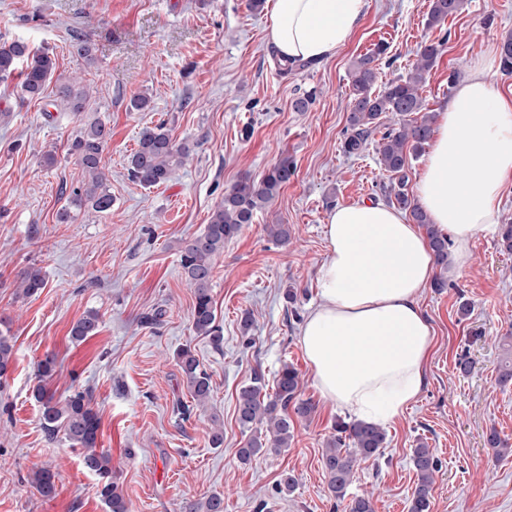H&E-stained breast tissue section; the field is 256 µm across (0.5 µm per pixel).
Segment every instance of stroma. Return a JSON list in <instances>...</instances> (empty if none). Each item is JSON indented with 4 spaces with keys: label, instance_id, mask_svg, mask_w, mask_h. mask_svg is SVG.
<instances>
[{
    "label": "stroma",
    "instance_id": "obj_1",
    "mask_svg": "<svg viewBox=\"0 0 512 512\" xmlns=\"http://www.w3.org/2000/svg\"><path fill=\"white\" fill-rule=\"evenodd\" d=\"M367 2L334 57L284 74L269 44V13L252 11L249 0H0V37L52 49L57 73L90 92L78 119L22 99L16 80L0 81V319L14 350L0 379V512H108L79 450L42 430L32 389L48 355L55 359L51 392L89 394L130 512H186L213 494L224 512H347L321 466L325 442L346 414L315 388L298 330L318 301L328 213L384 199L387 177L374 147L354 157L341 149L355 64L387 42L376 62L384 83L406 75L421 47L439 45L422 88L436 113L454 91L449 76L499 52L512 33V0H466L431 28L429 0ZM75 32L89 36L92 60L70 54ZM141 94L148 109H132ZM306 95L307 110L296 111L295 99ZM96 120L112 131L102 154L112 195L105 212L70 207L68 195L81 178L68 145ZM162 122L191 157L163 185L144 187L130 179L128 159L141 131ZM50 152L56 162L48 168ZM284 154L294 177L214 259L223 339L213 343L193 328L181 247L204 231L226 190L242 177L260 178ZM276 222L291 227L289 243L268 237L266 225ZM473 254L463 274L436 269L445 288H426L421 297L434 331L423 390L386 426L378 460L360 464L349 489L371 495L374 512H408L417 480L412 453L421 442L441 463L430 512H512V453L497 455L485 443L493 430L512 443V384L497 381L512 333V254L496 233L479 236ZM31 266L41 268L46 286L26 296L19 282ZM463 300L471 304L466 317L458 312ZM157 310L160 322L145 324ZM91 312L99 316L97 334L73 341V324ZM246 314L252 327L245 333ZM184 347L211 377L212 395L198 410L176 359ZM462 356L471 362L465 375L456 368ZM286 364L301 374L302 396L315 411L296 422L287 447L241 463L237 451L251 433L237 419L238 391L257 373L273 381ZM217 425L224 442L216 448ZM40 468L55 475L54 499L30 482ZM286 472L296 486L282 494L276 484Z\"/></svg>",
    "mask_w": 512,
    "mask_h": 512
}]
</instances>
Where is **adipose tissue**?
<instances>
[{"mask_svg": "<svg viewBox=\"0 0 512 512\" xmlns=\"http://www.w3.org/2000/svg\"><path fill=\"white\" fill-rule=\"evenodd\" d=\"M366 7L367 0H274L273 49L294 64L332 58ZM493 66L473 65L438 112L414 187L422 210L451 241L458 273L470 267L476 238L496 231L501 194L512 181V91L496 88ZM324 234L319 301L299 328V343L323 399L383 427L425 383L433 331L419 298L433 276V252L404 212L380 202L337 205Z\"/></svg>", "mask_w": 512, "mask_h": 512, "instance_id": "obj_1", "label": "adipose tissue"}]
</instances>
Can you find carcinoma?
Instances as JSON below:
<instances>
[{
  "mask_svg": "<svg viewBox=\"0 0 512 512\" xmlns=\"http://www.w3.org/2000/svg\"><path fill=\"white\" fill-rule=\"evenodd\" d=\"M465 0H430L428 25L437 26L446 18L459 13ZM93 46L89 39L78 34L70 41V53L85 60L92 57ZM438 46H424L417 54L407 76L390 80L382 90L375 89L377 69L375 57L366 56L356 64L349 102V128L342 151L346 155H358L367 146L371 134L380 126L386 113L399 116V123L387 128L376 144V152L387 173V183L382 189L388 203L409 213L414 223L425 228L438 264L448 265V238L430 224L408 193V156L418 154L432 136L433 115L425 111L421 89L436 65ZM20 71L23 96L30 100L43 98L47 85L55 83L54 102L68 112L79 114L87 110L89 94L85 87L62 76L54 77L56 62L47 50H32L21 41L0 42V79L5 80ZM111 129L101 121H94L69 145V152L76 157L84 177L81 186L73 189V203L87 202L99 211L112 208V195L106 187V175L102 167V153ZM190 155V147L178 144L171 137L165 123L144 129L137 149L129 161L132 179L144 187L160 186L168 181L172 171L181 166ZM296 168L293 161L284 156L267 169L258 180L245 176L224 192V198L210 216L209 223L200 235L184 245L180 266L184 278L194 288L192 325L199 336H209L221 341V329L217 324L216 309L211 293L213 260L224 250V242L236 237L242 228L253 223L258 212L286 185ZM46 285L41 270L31 266L21 275L20 288L26 296L33 295ZM99 318L90 313L79 319L70 331L77 342L95 335ZM178 365L187 381L192 399L199 407H205L211 397V378L188 347L177 353ZM13 361V345L0 334V378L5 376ZM54 359L46 357L37 364L39 384L33 397L40 404L41 425L47 436L55 439L64 436L72 447L81 451L84 467L97 477V494L109 512H129L128 506L112 480V459L98 449L100 418L91 405L89 395L76 391L64 398H57L43 382L52 377ZM262 374L257 373L251 383L240 388L237 398L238 421L242 428L253 429L266 424V441L251 437L238 450V458L247 463L264 448H286L293 437L294 420L308 419L315 407L310 400L301 397V378L298 371L286 364L278 372L273 394L265 393ZM387 434L379 426L364 422L336 424V434L326 443L322 454L323 470L331 494L338 499H349V512H373L370 498L348 497L353 482L354 468L361 461L374 460L385 447ZM417 482L412 493L409 512H429L439 461L424 443L414 449L412 457ZM32 484L37 492L52 498L56 494L55 475L48 469L33 473ZM188 512H224V499L210 495L188 505Z\"/></svg>",
  "mask_w": 512,
  "mask_h": 512,
  "instance_id": "carcinoma-1",
  "label": "carcinoma"
}]
</instances>
